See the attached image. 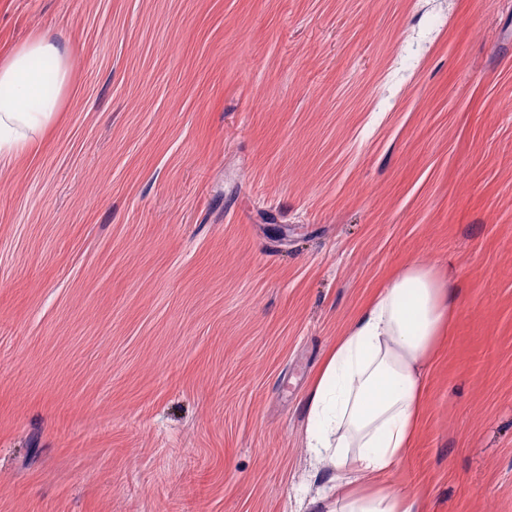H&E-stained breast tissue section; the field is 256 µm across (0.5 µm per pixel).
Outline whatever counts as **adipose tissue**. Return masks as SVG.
<instances>
[{
	"mask_svg": "<svg viewBox=\"0 0 512 512\" xmlns=\"http://www.w3.org/2000/svg\"><path fill=\"white\" fill-rule=\"evenodd\" d=\"M66 54L33 37L0 54V164L32 148L70 83ZM454 289L412 262L362 308L329 349L308 397L307 450L333 474L315 505L334 512H423L417 494L381 483L420 425L424 372L446 336Z\"/></svg>",
	"mask_w": 512,
	"mask_h": 512,
	"instance_id": "1",
	"label": "adipose tissue"
}]
</instances>
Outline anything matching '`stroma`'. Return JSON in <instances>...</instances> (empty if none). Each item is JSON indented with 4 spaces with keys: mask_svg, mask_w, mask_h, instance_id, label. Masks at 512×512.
<instances>
[{
    "mask_svg": "<svg viewBox=\"0 0 512 512\" xmlns=\"http://www.w3.org/2000/svg\"><path fill=\"white\" fill-rule=\"evenodd\" d=\"M71 82L0 169V512H306L326 352L457 305L385 483L512 512V0H0Z\"/></svg>",
    "mask_w": 512,
    "mask_h": 512,
    "instance_id": "1",
    "label": "stroma"
}]
</instances>
